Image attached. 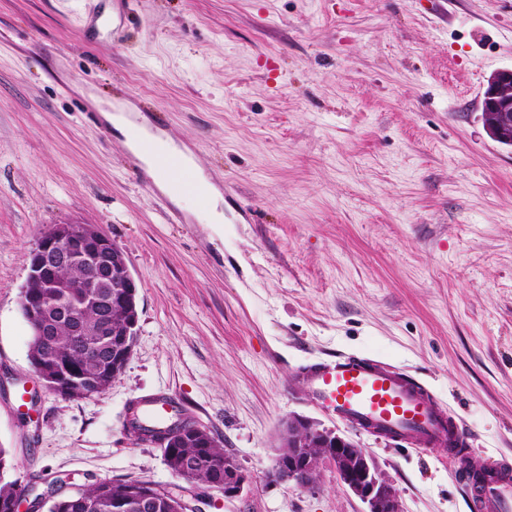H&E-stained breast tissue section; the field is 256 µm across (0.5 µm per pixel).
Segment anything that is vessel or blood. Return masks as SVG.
Segmentation results:
<instances>
[{"mask_svg": "<svg viewBox=\"0 0 512 512\" xmlns=\"http://www.w3.org/2000/svg\"><path fill=\"white\" fill-rule=\"evenodd\" d=\"M164 163L177 174L174 190L203 195L204 181L182 155H166ZM301 379L314 401L346 424L380 430L417 448L466 446L472 439L413 379L389 364L339 356L307 366ZM139 407L147 416L162 419L173 404L170 396L157 393L143 397ZM471 484L478 512H512L511 460L495 463Z\"/></svg>", "mask_w": 512, "mask_h": 512, "instance_id": "obj_1", "label": "vessel or blood"}]
</instances>
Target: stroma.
I'll use <instances>...</instances> for the list:
<instances>
[{
    "instance_id": "obj_1",
    "label": "stroma",
    "mask_w": 512,
    "mask_h": 512,
    "mask_svg": "<svg viewBox=\"0 0 512 512\" xmlns=\"http://www.w3.org/2000/svg\"><path fill=\"white\" fill-rule=\"evenodd\" d=\"M119 31L90 25L100 6ZM512 68V0H0V448L37 492L167 487L127 409L163 392L222 441L240 496L197 512H363L329 467L268 485L282 419L368 448L404 512H474L464 472L512 457V149L480 100ZM194 157L224 221L146 181L107 114ZM93 224L138 285L133 352L103 391L42 389L20 310L29 252ZM392 364L474 445L414 449L316 406L299 374Z\"/></svg>"
}]
</instances>
